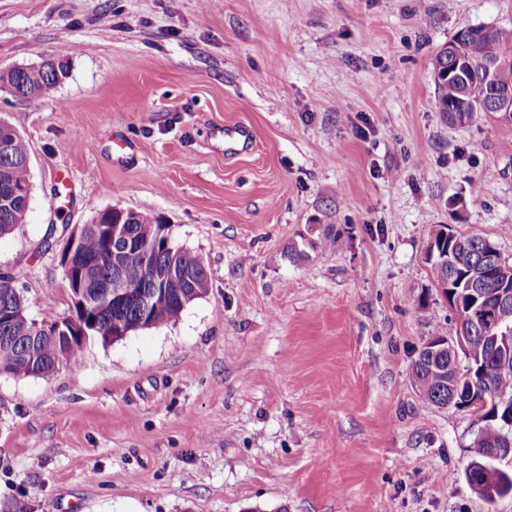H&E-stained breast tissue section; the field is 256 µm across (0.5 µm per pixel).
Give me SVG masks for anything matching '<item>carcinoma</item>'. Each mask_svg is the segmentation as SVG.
I'll return each mask as SVG.
<instances>
[{
  "instance_id": "carcinoma-1",
  "label": "carcinoma",
  "mask_w": 512,
  "mask_h": 512,
  "mask_svg": "<svg viewBox=\"0 0 512 512\" xmlns=\"http://www.w3.org/2000/svg\"><path fill=\"white\" fill-rule=\"evenodd\" d=\"M460 53L448 54L441 50L434 62V71L441 74L451 73V77L438 85V105L453 107L457 110L480 106L493 111L497 85L507 80L512 81V29L502 28L494 37H486L473 32L460 41ZM497 62L505 67L498 80L487 79V64ZM64 74L63 65L49 68L41 79L26 82L19 68L0 72V85L7 87L14 96L38 105L50 98L56 88L60 75ZM0 142L8 144V150L0 153V195L5 188L10 191H31L28 146L23 136L8 122L0 120ZM15 207L6 210L0 207V235H8L17 227L16 214L28 209L29 200L18 195L14 199ZM162 224L161 218L137 212L132 215L129 225L131 242L139 245L140 252L126 257L120 266H115L112 256V243L95 233H90L84 244V254L89 257L92 266L87 273L88 301L82 308H75L76 318L80 322L90 321L98 327L96 333L102 341L108 335L125 332L129 327L141 321L142 313L135 303L117 307L105 303L96 290L104 285L112 284L114 275L131 285L141 286L150 291L155 287L154 276L174 263L180 271L190 279V291L200 298L207 294L210 287L208 272L204 271L202 259L187 249L171 244L166 248L164 239L158 237ZM452 251L453 259L442 262L438 259L428 261L429 274L434 287L451 283L450 289L455 297L459 327L457 333L470 337L468 351L461 354L460 363L463 370H474L476 386H490L506 398L512 400V355L504 359L495 351L490 343L489 330L470 319L468 310L471 307L470 297L465 284H457L462 274L487 262L481 246V237L474 235H458L453 245L436 242L435 252ZM512 280V263L497 269L496 276L485 284V302H495L497 281ZM18 277L14 274L0 276V374L16 377H27L31 374L29 366L21 359V352L3 345V339L22 335L23 327L19 322L9 320L11 309L25 305L23 294L17 289ZM170 300L161 308L158 317L164 322L177 320L183 305L178 300L179 284L167 282ZM85 340L73 338L66 344H56L49 340H41L28 344V348L40 361L38 376L47 377L57 372V361L61 358L72 361L82 352ZM411 379L418 390L423 403L429 407H445L450 397V387L434 375L430 361L422 355L414 358L411 366ZM490 425L477 433L473 440L474 455L465 466L462 476L473 491L489 504L498 499L512 497V468H501L497 480L492 484L483 482V475L493 465L492 448H506L512 442V427L509 426L499 408L491 409Z\"/></svg>"
}]
</instances>
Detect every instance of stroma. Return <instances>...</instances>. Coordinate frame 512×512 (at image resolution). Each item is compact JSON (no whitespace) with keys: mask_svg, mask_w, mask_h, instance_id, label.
<instances>
[{"mask_svg":"<svg viewBox=\"0 0 512 512\" xmlns=\"http://www.w3.org/2000/svg\"><path fill=\"white\" fill-rule=\"evenodd\" d=\"M469 25L512 29V0H0V71L66 66L42 104L0 88L32 184L0 274L29 316L71 314L58 231L106 209L162 217L211 280L177 321L0 376V512H512L461 477L476 416L411 380L457 328L434 229L512 261V123L435 105Z\"/></svg>","mask_w":512,"mask_h":512,"instance_id":"35a3bbf8","label":"stroma"}]
</instances>
